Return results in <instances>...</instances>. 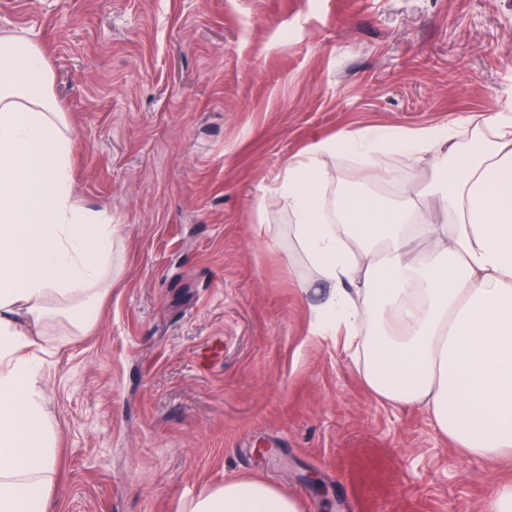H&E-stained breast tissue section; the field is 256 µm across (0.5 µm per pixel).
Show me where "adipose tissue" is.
I'll return each instance as SVG.
<instances>
[{"label":"adipose tissue","instance_id":"1","mask_svg":"<svg viewBox=\"0 0 512 512\" xmlns=\"http://www.w3.org/2000/svg\"><path fill=\"white\" fill-rule=\"evenodd\" d=\"M455 127L367 129L328 138L289 162L270 188L293 216L295 242L328 284L319 329L354 346L381 401L426 409L465 452L512 455V113L485 119L477 146ZM71 132L51 92L43 48L0 32V512H57L58 436L44 411L37 336L65 317L89 330L112 277L119 233L74 199ZM388 151L429 160L443 215L415 200L342 193L325 211L322 157L346 152L360 178ZM277 486L229 478L186 512H302Z\"/></svg>","mask_w":512,"mask_h":512}]
</instances>
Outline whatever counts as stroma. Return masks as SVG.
Segmentation results:
<instances>
[{
  "mask_svg": "<svg viewBox=\"0 0 512 512\" xmlns=\"http://www.w3.org/2000/svg\"><path fill=\"white\" fill-rule=\"evenodd\" d=\"M5 29L47 52L73 194L122 227L92 328L37 340L61 512H184L233 474L306 512H481L512 457L363 385L267 188L327 138L512 113V0H0ZM376 163L401 180L362 191L428 202L427 162Z\"/></svg>",
  "mask_w": 512,
  "mask_h": 512,
  "instance_id": "35a3bbf8",
  "label": "stroma"
}]
</instances>
